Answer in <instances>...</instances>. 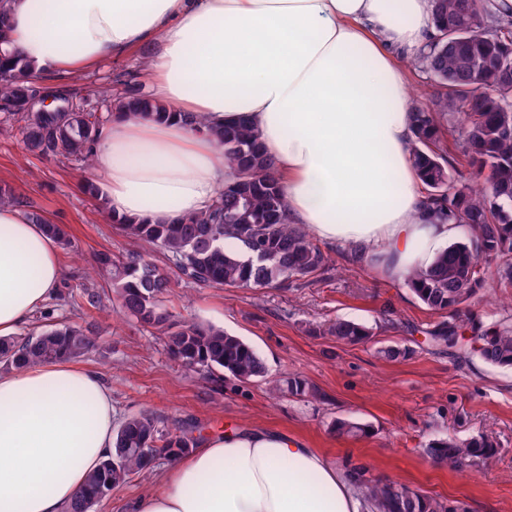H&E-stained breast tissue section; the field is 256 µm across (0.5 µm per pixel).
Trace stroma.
Here are the masks:
<instances>
[{
  "label": "stroma",
  "mask_w": 512,
  "mask_h": 512,
  "mask_svg": "<svg viewBox=\"0 0 512 512\" xmlns=\"http://www.w3.org/2000/svg\"><path fill=\"white\" fill-rule=\"evenodd\" d=\"M140 49L125 59L69 75L47 74L43 85H63L99 101L100 89L118 81H141ZM94 168L37 155L19 136L0 132V188L27 211L63 225L71 240L61 249L62 282L47 303L50 319L33 316L22 334L39 333L45 322L93 324L96 345L79 365L99 372L112 390L116 422L149 411L170 422H190L203 433L241 426L272 427L304 440L340 468L362 465L369 480H392L449 502L466 512H512V369H498L478 355L457 360L429 346L424 332L443 315L422 305L403 281L378 275L368 264L344 260L329 247L331 269L309 286L213 288L188 285L162 250L147 257L172 281L164 305L178 320L223 328L249 343L264 360L266 380L216 386L171 360L160 335L144 330L115 309L106 272L95 257L119 258L141 248L97 208L84 189ZM103 291L99 309L77 308L83 286ZM343 317L372 328V340L340 344L320 335L328 320ZM385 346L409 349L398 359L381 355ZM300 375L316 394L297 399L271 391L272 381ZM371 425V435L340 438L334 420ZM454 436L466 441L488 436L497 455L463 470L433 466L425 449ZM163 461L113 490L93 512H128L129 503L154 487Z\"/></svg>",
  "instance_id": "1"
}]
</instances>
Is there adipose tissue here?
Returning a JSON list of instances; mask_svg holds the SVG:
<instances>
[{
    "label": "adipose tissue",
    "instance_id": "obj_1",
    "mask_svg": "<svg viewBox=\"0 0 512 512\" xmlns=\"http://www.w3.org/2000/svg\"><path fill=\"white\" fill-rule=\"evenodd\" d=\"M9 51L74 73L141 47L154 114L113 112L92 146L107 214L173 224L235 177L214 129L247 123L274 161L291 223L387 278L429 266L460 229L420 192L394 47L436 34L432 0H5ZM204 116L206 131L181 115ZM58 246L0 206V336L55 294ZM112 392L62 358L0 373V512H67L112 451ZM352 472L288 433L208 435L132 512H365Z\"/></svg>",
    "mask_w": 512,
    "mask_h": 512
}]
</instances>
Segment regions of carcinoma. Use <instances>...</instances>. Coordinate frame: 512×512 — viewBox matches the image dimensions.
<instances>
[{
  "label": "carcinoma",
  "instance_id": "carcinoma-1",
  "mask_svg": "<svg viewBox=\"0 0 512 512\" xmlns=\"http://www.w3.org/2000/svg\"><path fill=\"white\" fill-rule=\"evenodd\" d=\"M437 35L411 59L433 77L443 93L429 106L413 112L409 151L426 199L461 228L460 240L442 250L426 268L411 269L405 285L418 300L448 320L425 331L435 347L460 357L475 346L488 365L512 369V324L483 327L472 312L484 286L486 267L495 265L497 282L512 287V15L499 14L489 0H433ZM40 75L16 54H0V125L14 120L25 146L45 157L62 156L79 164L92 162L91 146L109 114L90 121L85 108L67 112H27L25 105ZM109 107L138 114L159 110L153 99L131 82L111 95ZM458 133L459 145L474 178L453 175L454 167L440 145L443 128ZM224 144V161L236 171L204 213L179 224L117 221L136 240L157 246L187 284L233 288L280 287L288 282L310 283L328 268V256L310 233L287 219L288 204L262 151L255 131L247 125L215 133ZM96 267L109 272L120 311L165 336L171 358L217 385L223 375L244 383L265 380L264 360L242 339L215 327L177 323L163 305L171 281L140 251L115 260L97 254ZM326 334L341 343H358L373 336L366 325L336 318ZM94 347L86 330L51 325L40 334L0 338V366L17 368L34 362L78 358ZM291 396L314 395L300 377L284 380ZM339 437H364L371 426L338 418L332 425ZM193 430L179 423L140 413L124 420L113 440L112 453L93 471L68 512H92L114 489L129 482L150 462L172 460L194 447ZM426 455L450 470L487 459L496 448L484 439L434 441ZM371 512H466L461 505L430 497L395 482L361 481Z\"/></svg>",
  "mask_w": 512,
  "mask_h": 512
}]
</instances>
